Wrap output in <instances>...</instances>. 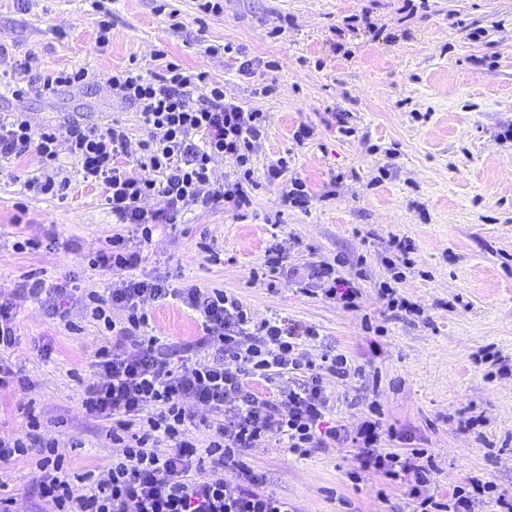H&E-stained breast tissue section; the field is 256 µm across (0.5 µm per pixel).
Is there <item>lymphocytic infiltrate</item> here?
<instances>
[{"instance_id": "f902f5d3", "label": "lymphocytic infiltrate", "mask_w": 512, "mask_h": 512, "mask_svg": "<svg viewBox=\"0 0 512 512\" xmlns=\"http://www.w3.org/2000/svg\"><path fill=\"white\" fill-rule=\"evenodd\" d=\"M100 79L136 106L148 132L138 153L130 152L128 133L118 122L47 126L36 134L23 113L0 115V161L31 152L39 160L42 173L27 181V189L63 197L70 179L59 152L67 150L84 181L104 186L113 216L144 242L156 226L176 223L185 209L251 206L253 153L266 131L263 112L226 98L223 86L209 82L205 72L175 61L157 72L131 67L101 78L84 68L61 70L38 77L36 89L49 94ZM227 157L233 169L223 181H213L215 167ZM133 165L138 174L130 173ZM149 198L157 208L144 207ZM140 260L121 234L88 258L89 266L119 276L105 294L86 295L90 317L116 339L96 353L81 401L86 415L112 424L109 437L117 453L111 463L99 473L72 475L55 439L0 435V466L36 453L38 489L53 512H295L287 499L262 487L244 462L255 443L272 433L285 437L289 451L300 457L351 442L361 467L382 471L420 496L419 512H472L476 495L493 492V483L474 481L454 486L445 502L422 495L433 458L422 448L375 454L385 435L378 407H371V419L357 431L325 426V375L345 381L360 371L341 353L319 363L309 359L297 339L314 336L313 328L301 331L280 319L251 325L242 304L224 290L172 288L136 277ZM170 297L199 315L204 343L218 345L211 360L182 367L159 354L156 337L146 333V304ZM116 309L124 314L122 322L112 318ZM297 371L301 382L277 395L263 398L250 388L253 381L269 383ZM194 405L213 414L204 423L209 435L203 447L192 435Z\"/></svg>"}]
</instances>
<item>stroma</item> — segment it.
<instances>
[{"label":"stroma","mask_w":512,"mask_h":512,"mask_svg":"<svg viewBox=\"0 0 512 512\" xmlns=\"http://www.w3.org/2000/svg\"><path fill=\"white\" fill-rule=\"evenodd\" d=\"M104 0L110 42L95 50L100 14L90 0H0V70L29 62L33 73L85 67L103 75L127 66L149 72L157 51L223 84L226 97L265 112L256 147L254 205L185 211L140 243L135 274L169 287L219 288L253 322L272 318L317 339L313 359L342 353L361 377H326L329 421L356 427L379 405L396 439L379 454L427 449L435 470L422 492L447 499L454 485L492 482L475 512L512 499V0H223L200 15L197 0ZM259 60L239 72L222 44ZM272 93H263V86ZM25 112L33 131L119 121L131 143L145 136L136 108L104 83L18 98L0 90V113ZM313 129L297 141L299 126ZM288 169L265 182L267 164ZM35 154L0 164V296L15 299L20 341L7 353L32 386L0 390V433L23 432L32 405L46 437L57 439L71 471L99 470L112 458L107 422L85 417L83 390L97 351L111 344L83 314V292L111 287V270L90 268V252L125 233L99 184L72 180L66 198L24 191L38 175ZM309 202L283 201L293 180ZM410 243V263L394 282L391 241ZM36 246L20 251L14 244ZM281 250L287 271L332 264L361 291L358 307L326 299L286 274L269 276L265 252ZM79 281L83 292L28 295V276ZM394 284L414 304L392 313L380 288ZM149 335L169 358L203 359V331L182 303H149ZM496 362L482 360L484 352ZM248 467L297 512H417L406 484L359 468L344 444L300 458L278 436L256 443ZM22 456L0 471L13 512H51Z\"/></svg>","instance_id":"1"}]
</instances>
